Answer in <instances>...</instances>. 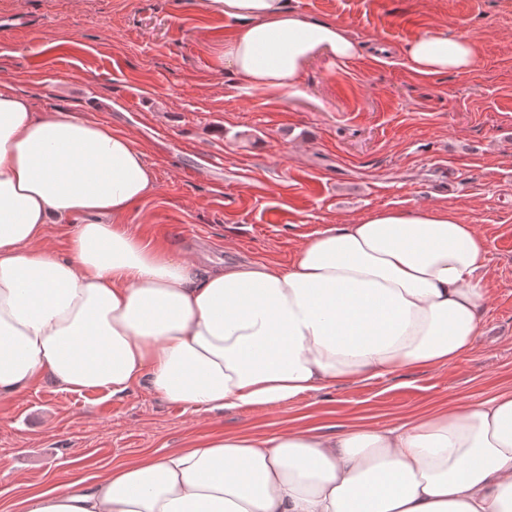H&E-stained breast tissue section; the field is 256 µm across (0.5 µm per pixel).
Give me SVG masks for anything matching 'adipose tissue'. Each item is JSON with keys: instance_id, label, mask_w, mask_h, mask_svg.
I'll use <instances>...</instances> for the list:
<instances>
[{"instance_id": "ef3b65f1", "label": "adipose tissue", "mask_w": 512, "mask_h": 512, "mask_svg": "<svg viewBox=\"0 0 512 512\" xmlns=\"http://www.w3.org/2000/svg\"><path fill=\"white\" fill-rule=\"evenodd\" d=\"M236 20L224 64L255 90L296 93L316 57L359 52L287 0H212ZM411 70L466 72L463 36L426 33ZM127 136L79 112L34 111L0 84V399L52 381L138 387L199 411L272 406L402 370L448 365L479 334L488 260L447 208L381 209L330 226L291 263L206 273L120 218L154 189ZM71 227L67 255L44 248ZM21 512H512V392L333 436L227 432L28 494Z\"/></svg>"}]
</instances>
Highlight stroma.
<instances>
[{
    "label": "stroma",
    "instance_id": "obj_1",
    "mask_svg": "<svg viewBox=\"0 0 512 512\" xmlns=\"http://www.w3.org/2000/svg\"><path fill=\"white\" fill-rule=\"evenodd\" d=\"M362 46L319 57L285 96L247 88L222 61L231 21L209 0H0L38 17L0 30V82L35 111L79 106L128 136L156 173L123 218L199 270L283 264L313 233L386 208L448 207L488 253L475 347L291 403L191 412L144 388L123 396L48 382L0 401V512L146 453L225 432L383 426L512 391V0H287ZM425 33L476 46L469 71L423 76L405 45Z\"/></svg>",
    "mask_w": 512,
    "mask_h": 512
}]
</instances>
